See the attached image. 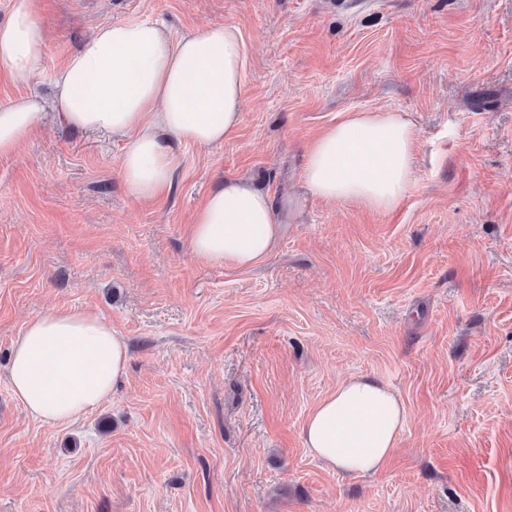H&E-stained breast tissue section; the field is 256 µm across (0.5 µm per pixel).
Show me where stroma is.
<instances>
[{
	"mask_svg": "<svg viewBox=\"0 0 512 512\" xmlns=\"http://www.w3.org/2000/svg\"><path fill=\"white\" fill-rule=\"evenodd\" d=\"M41 19L45 96L103 22L234 25L242 120L177 145L158 199L127 194L119 140L47 116L0 157V512H512V0H42ZM379 110L415 128L401 205L311 193L307 145ZM227 176L283 211L250 269L189 250ZM62 307L110 323L129 361L110 399L56 425L7 369L25 324ZM362 374L407 420L384 470L345 475L302 428Z\"/></svg>",
	"mask_w": 512,
	"mask_h": 512,
	"instance_id": "35a3bbf8",
	"label": "stroma"
}]
</instances>
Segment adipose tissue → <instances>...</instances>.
Segmentation results:
<instances>
[{"mask_svg": "<svg viewBox=\"0 0 512 512\" xmlns=\"http://www.w3.org/2000/svg\"><path fill=\"white\" fill-rule=\"evenodd\" d=\"M40 0H10L0 21V69L25 88L44 63ZM244 44L230 24L172 38L151 22L100 24L56 70L53 97L23 93L0 103V157L14 155L45 109L64 124L120 139L127 192L152 199L171 183L174 142L222 143L241 121ZM415 130L399 112H348L308 145L304 180L328 201L387 213L412 183ZM281 225L268 194L228 177L196 212L189 249L199 261L249 269L275 246ZM128 346L97 314L59 309L29 320L13 342L9 386L27 412L67 424L95 409L126 374ZM404 406L371 375L343 381L308 415L306 448L326 466L375 474L388 463L406 423Z\"/></svg>", "mask_w": 512, "mask_h": 512, "instance_id": "ef3b65f1", "label": "adipose tissue"}]
</instances>
